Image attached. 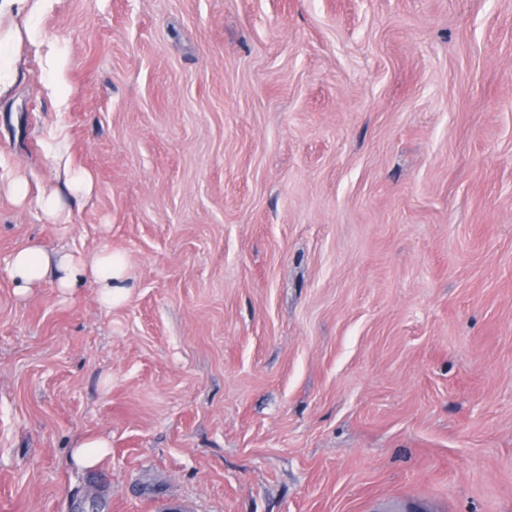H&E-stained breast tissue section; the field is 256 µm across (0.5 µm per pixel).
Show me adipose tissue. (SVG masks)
I'll list each match as a JSON object with an SVG mask.
<instances>
[{"instance_id":"adipose-tissue-1","label":"adipose tissue","mask_w":512,"mask_h":512,"mask_svg":"<svg viewBox=\"0 0 512 512\" xmlns=\"http://www.w3.org/2000/svg\"><path fill=\"white\" fill-rule=\"evenodd\" d=\"M53 6V0H0V44L21 39L34 49H41L37 17ZM8 185L17 202L41 212L47 219L66 221L65 205L55 192L30 193L25 181L9 176ZM9 274L19 295L49 281L66 295L82 285H93L100 303L112 307L126 300L129 289L128 263L124 254L104 250L94 257L50 250L32 243L16 251L9 261Z\"/></svg>"}]
</instances>
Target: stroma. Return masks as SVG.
Instances as JSON below:
<instances>
[{"label":"stroma","instance_id":"35a3bbf8","mask_svg":"<svg viewBox=\"0 0 512 512\" xmlns=\"http://www.w3.org/2000/svg\"><path fill=\"white\" fill-rule=\"evenodd\" d=\"M12 49L0 512H512V0H56ZM129 262L15 291L26 245ZM110 440L75 465L76 444ZM47 58L52 71L50 72V79L46 84V88L50 96L55 99L57 105L63 106L65 100L59 93L60 87L63 84V60L52 50L47 53ZM8 185L19 203L41 212L47 219L57 224L66 223L65 204L56 192H37L31 194L28 185L14 173L8 174ZM109 441L101 436L82 441L74 450V459L84 467H93L109 452Z\"/></svg>","mask_w":512,"mask_h":512}]
</instances>
